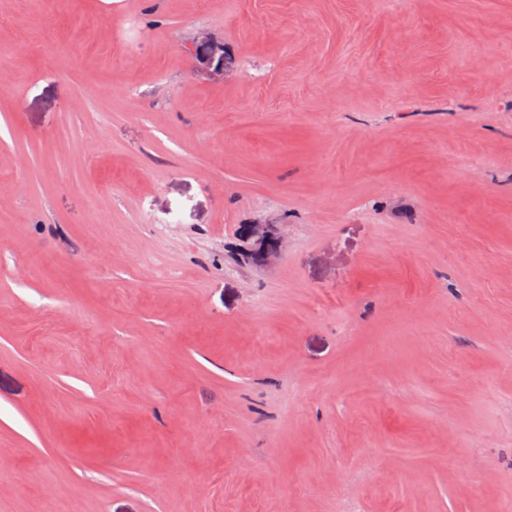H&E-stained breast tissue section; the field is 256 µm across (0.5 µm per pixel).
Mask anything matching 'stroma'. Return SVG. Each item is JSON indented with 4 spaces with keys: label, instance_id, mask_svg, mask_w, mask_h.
<instances>
[{
    "label": "stroma",
    "instance_id": "stroma-1",
    "mask_svg": "<svg viewBox=\"0 0 512 512\" xmlns=\"http://www.w3.org/2000/svg\"><path fill=\"white\" fill-rule=\"evenodd\" d=\"M0 19V512H499L512 0ZM190 53L198 64L213 73H223L224 68L229 64L227 58L224 57V52L208 41L194 43L190 48ZM244 234L249 238H256L261 244L260 251L254 254L255 259L266 260L280 247L281 231L267 224H250L244 229Z\"/></svg>",
    "mask_w": 512,
    "mask_h": 512
}]
</instances>
